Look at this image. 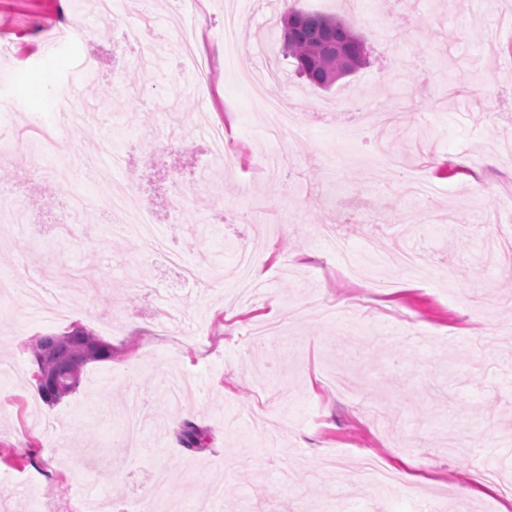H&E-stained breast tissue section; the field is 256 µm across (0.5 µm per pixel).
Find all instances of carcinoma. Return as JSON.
<instances>
[{"mask_svg": "<svg viewBox=\"0 0 512 512\" xmlns=\"http://www.w3.org/2000/svg\"><path fill=\"white\" fill-rule=\"evenodd\" d=\"M288 24L284 30L283 52L293 60L295 71L311 85L328 89L340 78L353 73L363 63L357 58L346 61V50L357 46L360 38L344 21L295 5L280 16ZM44 380L38 382L42 398L53 403L72 392L80 383L81 368L89 362L112 359V345L84 330L69 332V339L43 336L33 348ZM203 432L192 422H185L180 442L186 448H199Z\"/></svg>", "mask_w": 512, "mask_h": 512, "instance_id": "1", "label": "carcinoma"}]
</instances>
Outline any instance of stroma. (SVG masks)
Returning a JSON list of instances; mask_svg holds the SVG:
<instances>
[{
	"mask_svg": "<svg viewBox=\"0 0 512 512\" xmlns=\"http://www.w3.org/2000/svg\"><path fill=\"white\" fill-rule=\"evenodd\" d=\"M202 2L145 14L112 0L120 24L102 38L85 0H0V193L27 214L0 223V273L70 296L57 318L0 298V512H113L148 497L158 470L184 512H512V249H484L512 230V156L484 152L512 145V0H301L364 42L365 65L328 92L280 53V0ZM229 15L247 47L234 80ZM146 26L152 54L126 38ZM184 36L210 56L208 90L182 65ZM256 69L278 75L304 131L273 175ZM104 95L112 108L52 150L28 137L57 127L64 99ZM112 188L144 198L194 279L100 221ZM329 222L372 272L337 275ZM242 244L262 287L247 302ZM396 246L419 253L423 277L381 265ZM76 328L115 354L45 402L31 349ZM338 365L361 400L326 383ZM187 421L204 447L180 444ZM370 455L408 484L377 492Z\"/></svg>",
	"mask_w": 512,
	"mask_h": 512,
	"instance_id": "obj_1",
	"label": "stroma"
}]
</instances>
